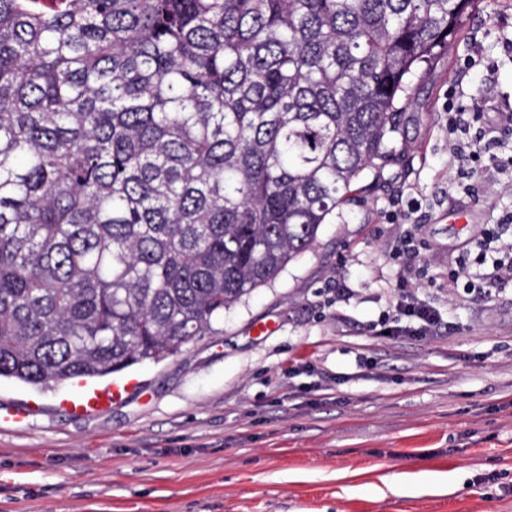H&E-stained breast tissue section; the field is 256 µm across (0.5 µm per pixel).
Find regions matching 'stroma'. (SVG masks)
<instances>
[{"label":"stroma","mask_w":512,"mask_h":512,"mask_svg":"<svg viewBox=\"0 0 512 512\" xmlns=\"http://www.w3.org/2000/svg\"><path fill=\"white\" fill-rule=\"evenodd\" d=\"M454 91L479 119L452 162ZM507 102L512 0H481L414 80L408 151L374 201L337 209L211 332L125 370L135 387L101 413L61 408L75 385L0 380V512H512V284L463 296L450 278L512 213V129L478 137ZM394 212L419 224L417 258L397 256ZM409 262L441 328L381 335Z\"/></svg>","instance_id":"obj_1"}]
</instances>
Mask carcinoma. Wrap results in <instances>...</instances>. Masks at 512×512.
I'll return each mask as SVG.
<instances>
[{
    "instance_id": "obj_1",
    "label": "carcinoma",
    "mask_w": 512,
    "mask_h": 512,
    "mask_svg": "<svg viewBox=\"0 0 512 512\" xmlns=\"http://www.w3.org/2000/svg\"><path fill=\"white\" fill-rule=\"evenodd\" d=\"M477 2L0 0V379L158 363L275 280Z\"/></svg>"
}]
</instances>
